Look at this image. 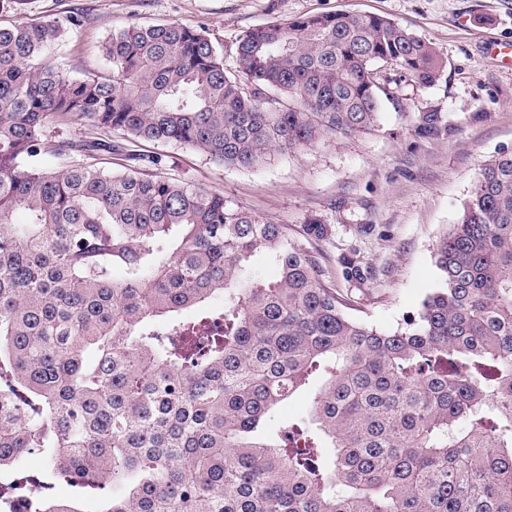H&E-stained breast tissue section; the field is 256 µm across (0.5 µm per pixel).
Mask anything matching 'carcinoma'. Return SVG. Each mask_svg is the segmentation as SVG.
Masks as SVG:
<instances>
[{
    "instance_id": "obj_1",
    "label": "carcinoma",
    "mask_w": 512,
    "mask_h": 512,
    "mask_svg": "<svg viewBox=\"0 0 512 512\" xmlns=\"http://www.w3.org/2000/svg\"><path fill=\"white\" fill-rule=\"evenodd\" d=\"M65 35L0 26V470L15 469L0 489L85 512L25 466L37 449L80 489L111 485L100 512H512V153L482 166L436 245L438 288L391 332L347 315L282 225L138 164L79 161L116 134L254 168L370 129L376 65L429 86L435 50L384 17L304 16L239 38L243 81L203 29L130 25L101 46L111 74L75 79L45 60ZM52 125L86 135L52 142ZM217 293L224 314L181 320ZM329 362L316 432L257 434Z\"/></svg>"
}]
</instances>
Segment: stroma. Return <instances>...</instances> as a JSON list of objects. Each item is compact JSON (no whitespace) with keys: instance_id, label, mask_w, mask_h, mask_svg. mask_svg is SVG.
<instances>
[{"instance_id":"obj_1","label":"stroma","mask_w":512,"mask_h":512,"mask_svg":"<svg viewBox=\"0 0 512 512\" xmlns=\"http://www.w3.org/2000/svg\"><path fill=\"white\" fill-rule=\"evenodd\" d=\"M77 13L87 23L70 29L47 55L74 78L106 71L102 43L132 23L207 29L232 74L239 71L236 47L246 30L314 14L382 16L436 50L443 67L433 85L381 65L385 94L374 127L329 138L313 151H275L254 169L143 140L100 155L102 166L115 171L131 154L161 157L160 174L223 194L262 220L285 225L292 239L311 219L330 225V236L312 244L324 278L349 316L381 330L402 326L438 287L437 241L456 223L482 165L512 152V69L496 66L484 51L489 39L512 47V0H27L20 11H0V25L20 19L67 25ZM423 112L437 113L433 132L419 131ZM346 258L371 270L361 290L342 277ZM323 382L312 378L271 410L262 433L277 436L291 423L310 422L311 398Z\"/></svg>"}]
</instances>
